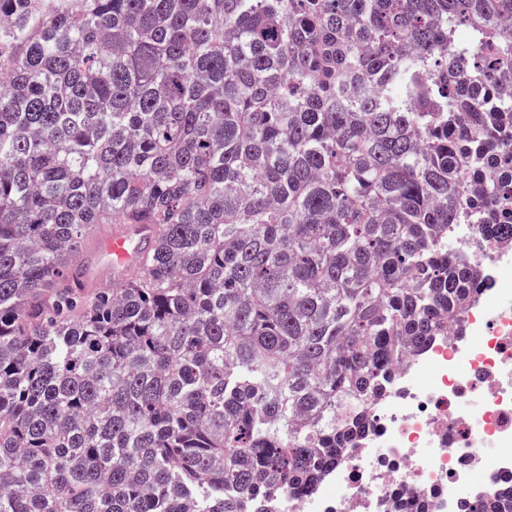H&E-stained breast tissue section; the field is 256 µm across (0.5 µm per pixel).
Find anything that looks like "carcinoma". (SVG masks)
I'll use <instances>...</instances> for the list:
<instances>
[{"instance_id": "obj_1", "label": "carcinoma", "mask_w": 512, "mask_h": 512, "mask_svg": "<svg viewBox=\"0 0 512 512\" xmlns=\"http://www.w3.org/2000/svg\"><path fill=\"white\" fill-rule=\"evenodd\" d=\"M512 0H0V512H268L512 238ZM100 224L155 244L114 287ZM468 512H512L492 486ZM117 226L118 224H101L82 246L77 264L86 272L83 281L87 286V291H93L94 285L96 286L95 276L101 263L99 245L103 240L106 239L102 248L109 257V261L98 277V287L101 288L112 287V271L116 267L127 264L133 256L135 245L140 246V238L145 233L144 230L140 232L125 231L112 235Z\"/></svg>"}]
</instances>
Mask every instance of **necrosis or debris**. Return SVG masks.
Returning <instances> with one entry per match:
<instances>
[{
  "label": "necrosis or debris",
  "mask_w": 512,
  "mask_h": 512,
  "mask_svg": "<svg viewBox=\"0 0 512 512\" xmlns=\"http://www.w3.org/2000/svg\"><path fill=\"white\" fill-rule=\"evenodd\" d=\"M451 237L491 280L463 333L411 354L325 486L281 498L276 512H463L469 487L512 484V239L484 243L465 224Z\"/></svg>",
  "instance_id": "obj_1"
}]
</instances>
